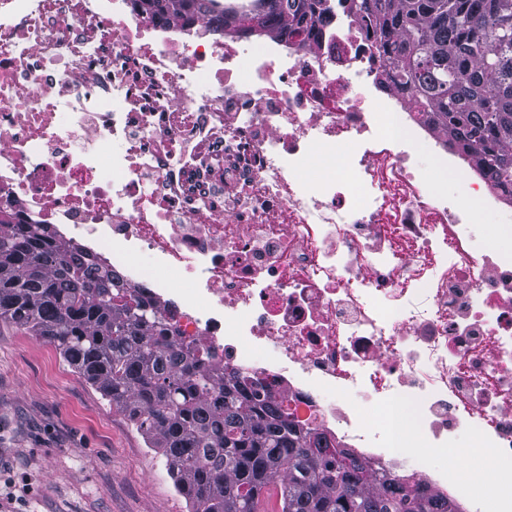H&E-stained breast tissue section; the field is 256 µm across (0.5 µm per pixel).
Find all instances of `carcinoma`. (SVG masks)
Masks as SVG:
<instances>
[{
  "mask_svg": "<svg viewBox=\"0 0 512 512\" xmlns=\"http://www.w3.org/2000/svg\"><path fill=\"white\" fill-rule=\"evenodd\" d=\"M322 0H153L147 14L207 19L214 32L308 35ZM374 32L385 76L473 157L496 187L512 185V0H350ZM0 319L28 329L124 410L158 450L191 512H458L420 485L371 472L290 419L283 402L218 375L210 352L175 339L151 297L127 288L48 224L0 219Z\"/></svg>",
  "mask_w": 512,
  "mask_h": 512,
  "instance_id": "cac0c4a2",
  "label": "carcinoma"
}]
</instances>
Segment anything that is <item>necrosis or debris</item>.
Listing matches in <instances>:
<instances>
[{"mask_svg": "<svg viewBox=\"0 0 512 512\" xmlns=\"http://www.w3.org/2000/svg\"><path fill=\"white\" fill-rule=\"evenodd\" d=\"M325 9L253 45L134 0H0V210L372 469L474 512L419 451L481 456L512 512V196L380 83L349 0ZM316 156L341 178L306 177Z\"/></svg>", "mask_w": 512, "mask_h": 512, "instance_id": "4bbe7bcc", "label": "necrosis or debris"}]
</instances>
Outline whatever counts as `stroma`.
I'll return each mask as SVG.
<instances>
[{
	"label": "stroma",
	"mask_w": 512,
	"mask_h": 512,
	"mask_svg": "<svg viewBox=\"0 0 512 512\" xmlns=\"http://www.w3.org/2000/svg\"><path fill=\"white\" fill-rule=\"evenodd\" d=\"M128 417L34 333L0 321V512H190Z\"/></svg>",
	"instance_id": "obj_1"
}]
</instances>
